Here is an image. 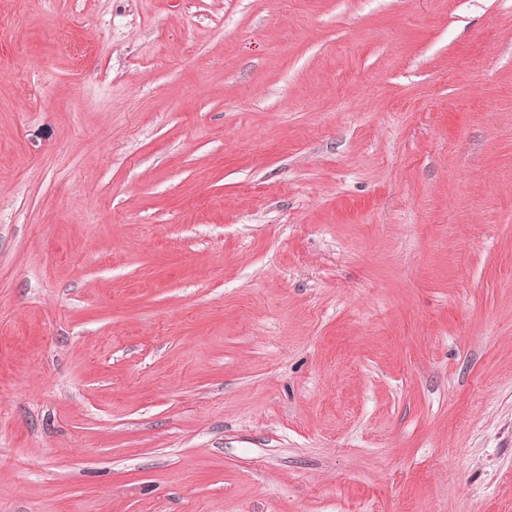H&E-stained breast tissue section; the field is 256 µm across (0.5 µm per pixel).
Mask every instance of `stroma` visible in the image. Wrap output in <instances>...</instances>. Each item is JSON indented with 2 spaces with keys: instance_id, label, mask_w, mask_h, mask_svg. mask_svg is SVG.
Masks as SVG:
<instances>
[{
  "instance_id": "35a3bbf8",
  "label": "stroma",
  "mask_w": 512,
  "mask_h": 512,
  "mask_svg": "<svg viewBox=\"0 0 512 512\" xmlns=\"http://www.w3.org/2000/svg\"><path fill=\"white\" fill-rule=\"evenodd\" d=\"M0 512H512V0H0Z\"/></svg>"
}]
</instances>
